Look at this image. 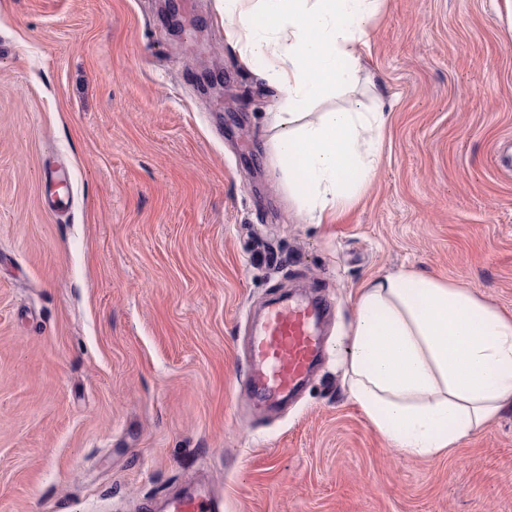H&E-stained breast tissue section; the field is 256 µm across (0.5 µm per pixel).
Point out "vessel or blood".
Wrapping results in <instances>:
<instances>
[{
	"label": "vessel or blood",
	"instance_id": "vessel-or-blood-1",
	"mask_svg": "<svg viewBox=\"0 0 512 512\" xmlns=\"http://www.w3.org/2000/svg\"><path fill=\"white\" fill-rule=\"evenodd\" d=\"M42 179L51 195L48 206L65 208L68 197L57 187L64 178L59 171L43 167ZM319 309L309 300H289L271 306L253 329L252 364L248 378L268 397L292 391L306 376L322 348L317 325ZM223 507L203 493H189L174 498L170 512H222Z\"/></svg>",
	"mask_w": 512,
	"mask_h": 512
}]
</instances>
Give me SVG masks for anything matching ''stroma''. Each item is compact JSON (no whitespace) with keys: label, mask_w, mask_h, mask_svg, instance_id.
<instances>
[{"label":"stroma","mask_w":512,"mask_h":512,"mask_svg":"<svg viewBox=\"0 0 512 512\" xmlns=\"http://www.w3.org/2000/svg\"><path fill=\"white\" fill-rule=\"evenodd\" d=\"M0 0V512H512V409L405 458L344 386L356 292L401 271L512 317V0H382L363 73L390 121L332 224L269 145L278 93L224 0ZM70 178L65 215L45 162ZM328 306L287 403L247 385L257 315ZM42 179H43V185L47 189L51 190L52 188H55L54 193L50 191L49 196L50 198L46 201L49 208L53 210H60L64 209L68 203H69V195L60 197L58 191L60 190L58 188V185L61 183H66V178L63 177L59 171L51 168L50 166H44L42 169ZM224 504H217L204 493H189L174 498L170 503L171 512H222Z\"/></svg>","instance_id":"1"}]
</instances>
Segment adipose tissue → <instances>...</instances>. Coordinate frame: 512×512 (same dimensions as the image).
<instances>
[{"instance_id":"obj_1","label":"adipose tissue","mask_w":512,"mask_h":512,"mask_svg":"<svg viewBox=\"0 0 512 512\" xmlns=\"http://www.w3.org/2000/svg\"><path fill=\"white\" fill-rule=\"evenodd\" d=\"M380 0H224V24L279 92L272 149L298 207L335 219L373 177L387 116L354 90ZM345 389L401 456L434 458L512 408V317L473 293L411 273L358 290Z\"/></svg>"}]
</instances>
